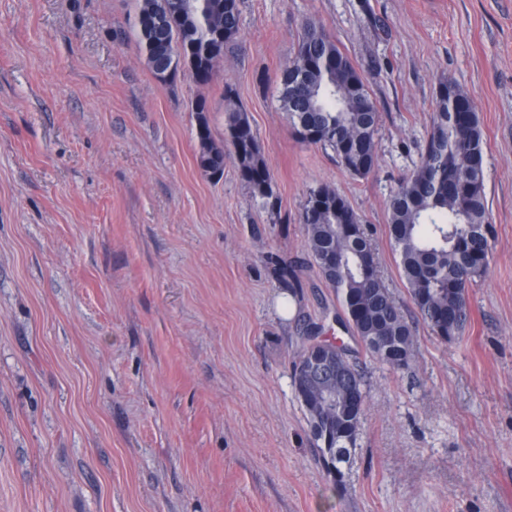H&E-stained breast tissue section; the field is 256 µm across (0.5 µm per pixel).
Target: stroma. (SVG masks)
<instances>
[{"mask_svg": "<svg viewBox=\"0 0 512 512\" xmlns=\"http://www.w3.org/2000/svg\"><path fill=\"white\" fill-rule=\"evenodd\" d=\"M135 5L0 0V512H512V0H241L207 84L155 78ZM308 18L378 102L367 177L298 140L278 101ZM449 78L484 131L490 263L462 338L419 326L404 370L358 352L366 409L336 489L292 371L304 327L354 339L299 213L334 187L415 318L387 202ZM229 94L277 217L234 158L218 180L197 166L193 108L206 101L224 141ZM273 256L297 262L296 294Z\"/></svg>", "mask_w": 512, "mask_h": 512, "instance_id": "1", "label": "stroma"}]
</instances>
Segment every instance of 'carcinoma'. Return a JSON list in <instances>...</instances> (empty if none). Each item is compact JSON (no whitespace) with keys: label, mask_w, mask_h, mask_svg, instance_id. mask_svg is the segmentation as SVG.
I'll list each match as a JSON object with an SVG mask.
<instances>
[{"label":"carcinoma","mask_w":512,"mask_h":512,"mask_svg":"<svg viewBox=\"0 0 512 512\" xmlns=\"http://www.w3.org/2000/svg\"><path fill=\"white\" fill-rule=\"evenodd\" d=\"M239 0H138L136 35L152 73L187 66L197 82L216 74L224 47L240 30ZM280 103L301 141L331 149L352 176L377 166L380 111L351 58L318 21L305 22L294 57L280 71ZM437 98L420 164L400 181L388 200V237L398 255L410 301L431 334L458 340L470 322L468 288L490 261L494 228L484 183V132L475 112L451 111V101L470 102L451 79ZM204 175L224 172L234 157L252 197L270 214L274 191L257 137L245 113H225L231 151L212 138L209 109L193 111ZM308 255L332 288L341 315L367 353L391 369H406L416 353L415 327L403 315L379 270L376 249L348 202L325 185L308 194L300 212ZM326 344L305 341L293 381L317 449L333 478L343 482L341 465L356 447L367 390L347 348L344 372L319 370L313 352L327 357ZM361 405L350 406L352 395Z\"/></svg>","instance_id":"cac0c4a2"}]
</instances>
